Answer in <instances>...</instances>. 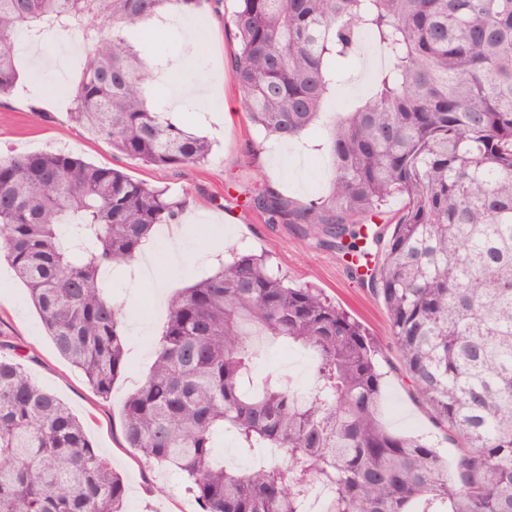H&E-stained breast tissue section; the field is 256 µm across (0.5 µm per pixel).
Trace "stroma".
Here are the masks:
<instances>
[{
  "label": "stroma",
  "instance_id": "1",
  "mask_svg": "<svg viewBox=\"0 0 512 512\" xmlns=\"http://www.w3.org/2000/svg\"><path fill=\"white\" fill-rule=\"evenodd\" d=\"M236 8V0H204L195 14L187 16L185 24L203 30L201 41L189 37L185 25L155 31L145 24L138 30L144 61L157 55L172 61L167 77L151 87V101L159 111L169 109L171 84L187 86L205 78L224 87L223 112L208 111L192 98L184 99L180 107L179 120L212 142V152L202 164L177 170L149 167L113 152L109 144L93 139L71 120L69 98L31 94V87L42 83L43 77L24 59L19 62L20 78L14 91L0 99V156L62 150L187 197L176 226L185 252L183 261L171 263L170 238L161 235L145 245L149 262L157 269L154 279L136 280L130 267L112 275V299L124 312L127 368L108 399L94 395L82 373L57 352L24 286L15 278H0V341L28 353L24 366L34 381L55 393L84 422L94 448L124 477L126 512H199L194 498L180 490L171 471L145 463L126 447L120 420L126 397L153 363L167 316V303L157 299V284H164L166 294L174 295L214 273L220 261H231L236 253L266 255L290 284L316 285L343 306L380 348L385 377L379 408L385 426L397 434L427 436L440 443L444 452L453 450L416 397L388 334L387 311L352 272L349 254L320 247L298 225L265 223L246 205L248 196L262 183L300 203L317 198L329 186L332 165L321 132H312L282 150L277 143L265 141L249 121L228 67L238 46L224 22ZM255 147L266 156V163L248 162V151ZM259 368L280 370L300 387L310 379L304 354L282 345L265 350Z\"/></svg>",
  "mask_w": 512,
  "mask_h": 512
}]
</instances>
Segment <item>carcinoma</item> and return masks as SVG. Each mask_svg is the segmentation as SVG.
<instances>
[{
  "mask_svg": "<svg viewBox=\"0 0 512 512\" xmlns=\"http://www.w3.org/2000/svg\"><path fill=\"white\" fill-rule=\"evenodd\" d=\"M201 0H0V98L19 78L15 38L83 26L70 116L147 166L203 163L211 144L148 104L132 26ZM231 76L265 137L299 140L319 121L330 190L304 204L268 187L248 205L318 244L382 257L370 285L407 378L453 460L379 420L384 373L369 333L323 292L292 287L267 257L238 254L169 304L155 360L123 406L127 447L181 475L202 512H512V0H238ZM384 59L344 115L327 101L364 42ZM403 205L383 219L388 201ZM186 197L63 151L0 157V247L57 351L106 398L125 370L122 308L100 273L131 264L148 230ZM311 354L300 399L265 341ZM0 343V512H123V478L82 422ZM249 467L224 466L218 432ZM282 458L268 464L264 451Z\"/></svg>",
  "mask_w": 512,
  "mask_h": 512,
  "instance_id": "obj_1",
  "label": "carcinoma"
}]
</instances>
